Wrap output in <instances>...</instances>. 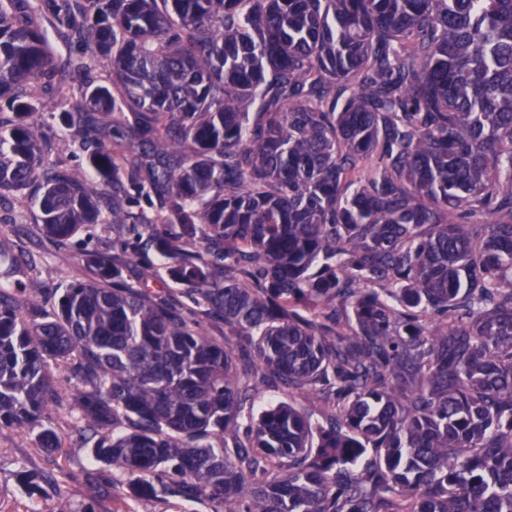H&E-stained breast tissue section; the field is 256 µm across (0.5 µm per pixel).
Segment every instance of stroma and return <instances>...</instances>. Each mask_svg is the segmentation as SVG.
<instances>
[{"label": "stroma", "instance_id": "1", "mask_svg": "<svg viewBox=\"0 0 512 512\" xmlns=\"http://www.w3.org/2000/svg\"><path fill=\"white\" fill-rule=\"evenodd\" d=\"M29 204L16 197L0 199V247L18 260L14 275L30 274L52 288H65L74 281H89L93 268L84 258L88 252H110L109 233L97 226L91 235H79L64 245L48 242L33 225ZM46 419L63 436V450L48 456L33 454L28 433L0 429V512H54L59 500L68 501L75 512L93 507L94 512H210L206 502L178 499L138 500L110 496L94 461L74 431L76 416L68 406H50ZM53 484L44 486L43 475Z\"/></svg>", "mask_w": 512, "mask_h": 512}]
</instances>
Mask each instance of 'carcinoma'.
<instances>
[{
	"mask_svg": "<svg viewBox=\"0 0 512 512\" xmlns=\"http://www.w3.org/2000/svg\"><path fill=\"white\" fill-rule=\"evenodd\" d=\"M56 121L86 166L45 155ZM18 192L56 245L112 230L49 306L0 281V429L33 453L58 367L130 497L512 512V0H0Z\"/></svg>",
	"mask_w": 512,
	"mask_h": 512,
	"instance_id": "carcinoma-1",
	"label": "carcinoma"
}]
</instances>
